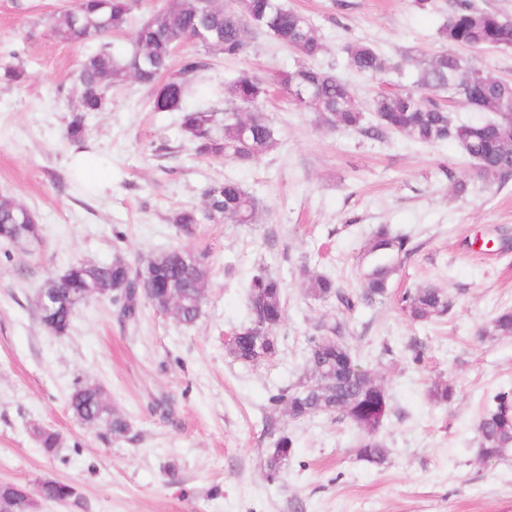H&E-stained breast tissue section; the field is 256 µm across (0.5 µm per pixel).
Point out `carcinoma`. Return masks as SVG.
<instances>
[{"label":"carcinoma","mask_w":512,"mask_h":512,"mask_svg":"<svg viewBox=\"0 0 512 512\" xmlns=\"http://www.w3.org/2000/svg\"><path fill=\"white\" fill-rule=\"evenodd\" d=\"M143 0H77V3L49 16V26L61 42L90 46L78 72L80 93L66 134L81 142L85 138L83 114L104 110L112 87L128 81L151 88V104L157 112H180L181 130L197 157L231 160L248 166L260 160L277 144V132L264 116L262 106L270 91L269 82L244 69L224 83V119L213 111L189 108L197 75L207 67L203 53L237 58L246 53L251 33L260 31L297 57L295 66L274 76L281 94L300 110H311L319 125L330 130H355L375 137L385 133L404 135L423 144L452 142L475 160L488 176L502 181L512 177V83L487 74L474 79L467 71H479L454 47L473 49L512 48V20L496 12L476 8L472 0H452V8L440 28L447 49L421 67L411 89L381 92L373 101L372 120L358 104L350 85L333 72L314 64L324 53V43L305 14L288 6L287 0H166L163 7L141 15ZM129 33L132 50L124 57L112 54L105 39L115 33ZM191 45L172 66L176 51ZM348 65L360 74L378 77L399 69V64L373 46L349 43L344 47ZM0 78L22 84L27 71L19 64H0ZM429 91L454 95L484 120H452ZM258 212L254 195L234 180L210 185L200 209H184L173 215V223L186 235L194 226L219 216L226 224H253ZM40 237L35 214L9 197H0V240L31 242ZM412 252L406 238L382 225L374 232L367 254L374 258L364 274L361 291L350 293L325 275L309 279V293L316 299L334 298L344 310L373 304L386 297L396 270L395 259ZM70 284L63 288L58 278L47 279L39 290L44 303L37 304L40 322L50 330L67 332L76 310L92 300L112 293L122 319L137 322L142 306L172 313L182 324L197 322L205 299L209 268L206 255L175 248L132 265L117 257L108 264L75 263L68 267ZM250 311H260L273 325L285 312L281 281L259 272L248 286ZM400 310L412 321L427 322L448 312V295L425 286L406 291ZM492 332L512 336V311L494 317ZM239 338L228 346L235 359L260 365L276 353V336H260L252 324L237 330ZM305 378L269 397L273 408L284 407L305 419L329 414L357 429L356 457L380 465L387 457L379 436L388 418L387 392L367 374L358 372L354 352L346 342L343 325L336 323L307 337ZM428 398L446 404L454 397L447 382L430 383ZM72 413L87 424L100 426L104 435L122 438L130 430L123 417L112 413L104 389L96 384L77 383L68 397ZM478 454L485 461L501 460L512 454V393L500 391L484 405L476 425ZM40 450L47 457L57 454L58 436L39 433ZM293 447L291 438H278L266 455L267 479L281 478ZM12 500L8 486L0 487V498L11 512H29L34 498L66 501L76 497L75 488L65 482L47 480Z\"/></svg>","instance_id":"obj_1"}]
</instances>
